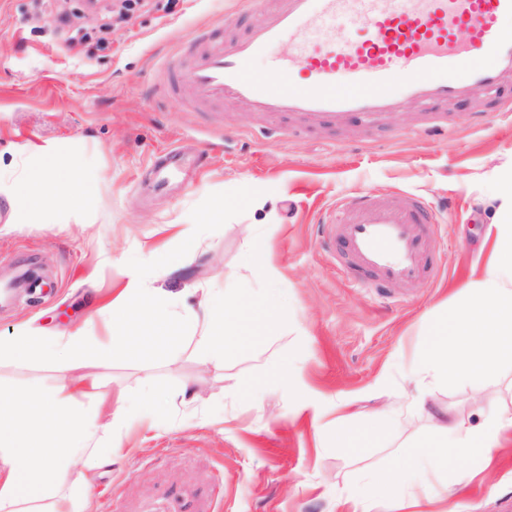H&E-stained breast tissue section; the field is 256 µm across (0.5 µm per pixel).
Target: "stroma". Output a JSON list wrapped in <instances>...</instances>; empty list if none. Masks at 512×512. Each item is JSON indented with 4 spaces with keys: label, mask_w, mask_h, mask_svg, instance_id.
Returning a JSON list of instances; mask_svg holds the SVG:
<instances>
[{
    "label": "stroma",
    "mask_w": 512,
    "mask_h": 512,
    "mask_svg": "<svg viewBox=\"0 0 512 512\" xmlns=\"http://www.w3.org/2000/svg\"><path fill=\"white\" fill-rule=\"evenodd\" d=\"M236 4L170 0L105 38L72 44L69 36L99 26L102 14L56 0L55 10L70 16L65 27L44 0H0V168L20 149L74 140L94 188L88 223L27 224L0 235V252L35 261L52 282L41 296L0 306V338L26 322L53 337L85 325L106 336L98 309L133 268L184 314L202 303L195 286L203 281L259 308L270 282L245 267L250 237L270 245V263L288 283L278 325L242 338L238 316L227 314L238 341L223 359L188 341L161 360L93 366L113 393L134 399L149 385L164 399L161 424L130 422L122 459L99 468L95 512H344L337 499L363 475L394 473L400 456L440 442L424 416L406 411L418 393L412 365L485 257L483 232L496 207L488 186L512 163V115L493 112L478 126L455 107L448 134L425 135L410 130L413 106L377 136L356 124L284 134L241 106L214 104L203 114L168 102L164 59L200 30L223 41L258 21ZM174 148L201 166L155 190L152 168ZM406 192L440 214L431 235L439 274L417 288L352 287L317 217L359 193ZM213 195L224 198L223 218L207 224ZM256 197L264 208L254 207ZM193 219L203 222L194 262L157 274L148 249L170 245L178 225ZM188 381L198 396L191 404L181 394ZM431 399L474 422L482 406L512 411V367L478 388L439 385ZM339 400L379 423L362 449L336 445L331 406ZM456 512H512V452L458 494Z\"/></svg>",
    "instance_id": "obj_1"
}]
</instances>
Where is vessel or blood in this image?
Wrapping results in <instances>:
<instances>
[{"mask_svg":"<svg viewBox=\"0 0 512 512\" xmlns=\"http://www.w3.org/2000/svg\"><path fill=\"white\" fill-rule=\"evenodd\" d=\"M261 20L226 42L199 33L186 53L172 54L169 98L196 106L241 105L303 131L342 130L357 123L381 129L389 116L416 105L419 131L448 129L447 110L482 101L486 111L512 112V34L500 20L512 0H240ZM340 18L365 20L366 35L328 44L326 30ZM308 41L273 59L278 79L253 69L298 31ZM180 152H168L156 177L166 185L180 175ZM434 211L420 195L394 199L356 195L331 207L325 223L335 230L338 256L358 281L420 284L427 274V229ZM45 282L30 263L17 265L0 302L17 292L40 294Z\"/></svg>","mask_w":512,"mask_h":512,"instance_id":"b4317fda","label":"vessel or blood"}]
</instances>
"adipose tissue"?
I'll return each instance as SVG.
<instances>
[{
	"mask_svg": "<svg viewBox=\"0 0 512 512\" xmlns=\"http://www.w3.org/2000/svg\"><path fill=\"white\" fill-rule=\"evenodd\" d=\"M19 176L0 180V204L9 214L11 231L25 224H62L89 213L91 186L79 170L75 155L48 143L20 154ZM497 203V221L488 225L492 249L477 266L461 303L433 326L432 342L413 367L421 383L448 380L476 384L512 366V164L498 169L489 186ZM178 250L158 248L150 262L168 273L187 262L198 241L196 222L183 224ZM229 298L205 307L202 317L187 320L163 294L148 288L138 272L126 274L117 296L103 306L109 334L98 339L77 328L60 337L21 326L15 336L0 339V362L20 365L61 364L71 375L44 389L36 385L0 393V512H93L89 491L100 463L123 455L119 439L103 448H89V423L106 404L97 391L102 382L89 368L103 361L134 362L164 358L185 339L212 356H223L234 341L224 326ZM432 417L445 449L432 459L421 454L402 458L396 475H376L371 487H385L384 496L369 490L346 495L347 512H445L436 495L417 494L426 467L441 470L447 451L457 448L489 459L493 449L512 443V414L482 411L471 423L435 407ZM89 450L81 488L69 484L72 465Z\"/></svg>",
	"mask_w": 512,
	"mask_h": 512,
	"instance_id": "adipose-tissue-1",
	"label": "adipose tissue"
}]
</instances>
